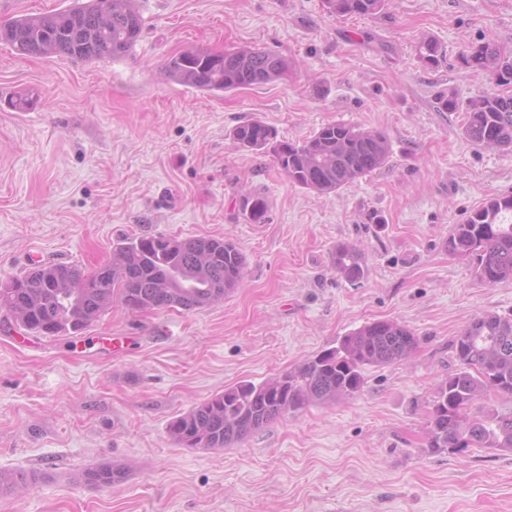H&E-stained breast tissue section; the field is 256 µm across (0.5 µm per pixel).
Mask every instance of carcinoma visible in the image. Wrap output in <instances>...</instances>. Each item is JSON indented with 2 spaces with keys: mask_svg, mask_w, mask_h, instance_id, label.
<instances>
[{
  "mask_svg": "<svg viewBox=\"0 0 512 512\" xmlns=\"http://www.w3.org/2000/svg\"><path fill=\"white\" fill-rule=\"evenodd\" d=\"M386 0H322L336 16L375 15ZM142 17L133 0H70L52 14L18 16L0 21V42L26 56L52 54L74 62L119 60L129 54L142 31ZM417 57L434 66L442 48L421 39ZM464 63L487 73L496 86L512 84V54L493 42L462 52ZM288 71V60L267 50L238 47L215 53L189 48L172 56L164 74L168 81L208 93L232 92L269 84ZM448 112H466L462 132L472 143L512 149V94L484 90L460 105L443 97ZM239 147L270 154L293 183L319 194L334 193L383 166L390 146L375 129L328 123L302 141L278 138L259 119L236 126ZM243 215L253 224L267 219V200L251 191L242 197ZM448 251L477 260V277L490 285L512 280V194L489 198L448 236ZM336 272L349 282L362 280L366 265L353 244L336 245ZM245 258L230 241L213 237L175 238L164 235L126 240L112 260L93 271L92 286L80 287L85 271L63 263L36 264L10 278L0 289V308L16 323L40 336H77L112 303L132 313L180 307L192 311L224 299L243 279ZM418 339L406 326L383 320L367 323L341 337L301 366L255 384L243 381L193 405L169 423L171 440L184 448L222 450L239 443L270 422L295 414L313 403H336L364 388L365 369L408 358ZM459 368L439 381L426 422L432 453L465 448L512 451V412L487 409L468 416L475 402L490 393L512 396V317L487 314L474 318L452 343ZM82 475L107 488L127 475L121 464L90 467ZM44 479L37 471L0 470V494L19 493Z\"/></svg>",
  "mask_w": 512,
  "mask_h": 512,
  "instance_id": "obj_1",
  "label": "carcinoma"
}]
</instances>
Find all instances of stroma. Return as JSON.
I'll use <instances>...</instances> for the list:
<instances>
[{"instance_id":"1","label":"stroma","mask_w":512,"mask_h":512,"mask_svg":"<svg viewBox=\"0 0 512 512\" xmlns=\"http://www.w3.org/2000/svg\"><path fill=\"white\" fill-rule=\"evenodd\" d=\"M143 29L118 61L17 54L0 42V281L36 263L94 271L136 236L218 237L245 257L224 301L132 313L120 304L78 336L17 341L0 310V470L44 473L0 512H512V451L430 453L434 388L476 316L512 315V281L475 274L446 241L489 198L512 193V150L476 146L466 101L489 89L470 44L512 51V0H387L373 16L321 0H136ZM442 45L438 66L415 46ZM252 46L287 59L278 81L206 93L167 81L186 48ZM34 99L13 109L18 95ZM258 118L279 139L328 123L382 131L386 163L339 192L292 183L232 131ZM264 195L265 223L240 209ZM367 274L336 273L337 244ZM394 320L419 343L368 368L362 392L276 420L229 448L172 442L170 421L242 381L292 370L366 323ZM122 463L109 488L73 472ZM332 264L336 272L349 282L362 280L366 273L363 255L356 245L341 243L332 253Z\"/></svg>"}]
</instances>
